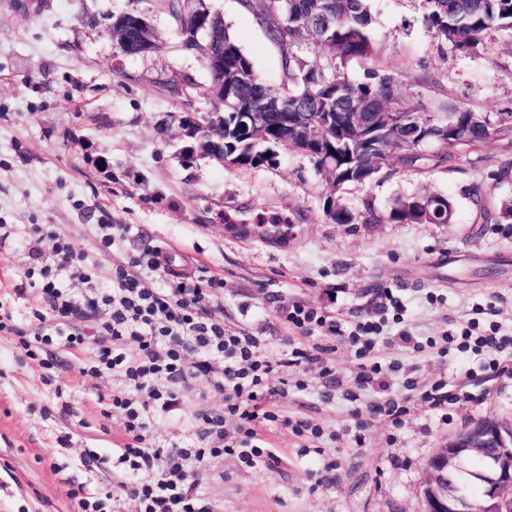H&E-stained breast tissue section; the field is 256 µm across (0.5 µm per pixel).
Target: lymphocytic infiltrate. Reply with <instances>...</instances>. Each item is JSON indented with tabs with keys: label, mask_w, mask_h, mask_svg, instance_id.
<instances>
[{
	"label": "lymphocytic infiltrate",
	"mask_w": 512,
	"mask_h": 512,
	"mask_svg": "<svg viewBox=\"0 0 512 512\" xmlns=\"http://www.w3.org/2000/svg\"><path fill=\"white\" fill-rule=\"evenodd\" d=\"M34 235L36 241H52L53 248L38 269L36 286L44 305L35 315L34 339L23 347L42 351L61 343L73 350L88 348L93 357L79 367L80 375H121L124 385L112 393V406L121 413L127 435L119 461L134 472L159 473L158 479L139 481L128 489L138 512H213L210 503L195 492L208 458L233 454L249 468L274 462L262 432L271 426L289 427L291 421L273 406L287 390L272 385L271 379L285 368L310 362L305 346L289 344L272 352L256 338L225 334L223 321L206 311L207 303L223 288V280L208 275L171 279L158 249L153 250L147 268L167 279V287H146L143 277L118 267L112 271L108 290L89 287L81 294H70L62 288V280L90 282L95 263L77 252L55 225H35ZM102 310L107 313L103 319L98 316ZM287 321L305 335L319 332L348 342L355 349L358 382L386 386L383 366L374 359L379 324L361 322L348 332L339 322L300 306L288 313ZM122 341L133 343L134 351L119 349ZM458 347L487 352L488 369L512 374L511 335L476 337L465 326ZM197 384L224 396L223 411L200 417L203 434L214 445L166 453L148 437L146 418L151 410L171 409L177 389ZM229 419L237 424V435L230 440L224 434Z\"/></svg>",
	"instance_id": "obj_1"
}]
</instances>
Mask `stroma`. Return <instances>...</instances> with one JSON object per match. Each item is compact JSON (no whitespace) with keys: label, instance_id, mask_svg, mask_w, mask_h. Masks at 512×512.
<instances>
[{"label":"stroma","instance_id":"35a3bbf8","mask_svg":"<svg viewBox=\"0 0 512 512\" xmlns=\"http://www.w3.org/2000/svg\"><path fill=\"white\" fill-rule=\"evenodd\" d=\"M0 0V309L25 323L41 307L34 292L14 287L34 259L26 243L33 224H53L94 256L101 279L113 268L142 274L152 246L165 247L174 272L198 269L222 278L207 306L226 334L320 347L316 361L282 371L278 399L288 416L320 427V437L273 427L264 439L272 466L243 467L232 455L206 463L199 491L214 512H424L428 459L449 437L485 419L512 422V376L482 368L448 337L464 323L512 332V223L481 224L480 208L512 200V182L492 176L512 165V141L494 138L429 171L382 169L363 185L337 189L310 159L279 149L257 168L227 166L183 153L173 117L211 109L209 98L173 97L164 73L208 75L186 51L159 0ZM264 81L281 88L276 45L238 0H207ZM376 68L392 71L414 105L464 104L498 120L512 113V35L499 32L466 55L440 46L423 20L422 0H369ZM144 10L163 41L144 56L117 54L112 15ZM442 194L456 207L451 224H393L396 199ZM353 223L328 215L329 203ZM374 222H366L367 214ZM136 231L102 253L99 225ZM405 306L404 322L386 323L376 359L395 364L380 393L356 380L353 351L330 337H304L286 314L298 305L353 326L376 320L384 291ZM406 329L419 349L395 341ZM55 364L45 379L13 336L0 335V512H76L83 488L102 512H137L123 491L131 474L117 461L126 442L120 414L109 413L119 376H76L81 355L46 350ZM331 374H323V367ZM444 382L458 397L442 410L422 398ZM389 397L406 406L402 426L370 413ZM224 408L222 395L183 392L176 410L152 419L149 433L166 451L199 447L193 419ZM102 459L85 466L86 454Z\"/></svg>","mask_w":512,"mask_h":512}]
</instances>
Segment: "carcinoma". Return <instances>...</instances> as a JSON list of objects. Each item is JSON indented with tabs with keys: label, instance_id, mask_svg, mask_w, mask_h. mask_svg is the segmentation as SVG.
Masks as SVG:
<instances>
[{
	"label": "carcinoma",
	"instance_id": "cac0c4a2",
	"mask_svg": "<svg viewBox=\"0 0 512 512\" xmlns=\"http://www.w3.org/2000/svg\"><path fill=\"white\" fill-rule=\"evenodd\" d=\"M182 38V46L198 54L209 74L207 94L223 78H232L234 95L244 106L255 97L269 101L267 124L279 125L284 113L301 117V127L320 125L325 116L332 118L328 134L336 138V186L362 184L382 168L438 167L455 159L453 149L459 140L474 145L489 135L481 117L462 104H447L429 108L433 115L425 124L415 120L418 108L405 100L400 81L382 69L369 67L377 50L369 26L366 0H239L247 11L257 12L270 40L281 56L284 84L274 91L266 85L254 63L225 25L213 33L212 41L224 47V66L234 68L228 74L213 62L209 52L192 43L187 36L178 0H161ZM424 21L435 38L443 45L461 53L474 51L491 33L512 32V0H423ZM325 47L332 63L326 68L320 61L302 56V45ZM355 61L367 65L364 78L351 79L345 72ZM162 85L174 96L191 97L196 85L173 75ZM403 112L408 126L391 132L370 130L357 122V117L369 110ZM231 107L215 103L201 132L214 140L233 143L234 149L224 157V164L236 166L234 155L249 158V165L262 157L268 143L252 138L238 129ZM448 127V151L424 159L419 153L422 142L433 139ZM377 157L370 163L369 151ZM421 195L414 194L395 200L386 219L394 224H451L455 218L454 203L441 194H432V209L425 213L417 207ZM483 466L476 456L466 463V471L453 472L452 480L463 485L469 512H488L493 504L484 484L469 475Z\"/></svg>",
	"mask_w": 512,
	"mask_h": 512
}]
</instances>
